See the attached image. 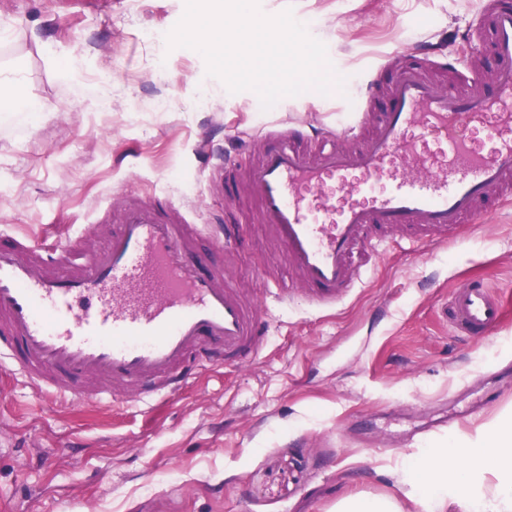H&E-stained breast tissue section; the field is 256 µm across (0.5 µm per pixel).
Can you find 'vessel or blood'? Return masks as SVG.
<instances>
[{
  "label": "vessel or blood",
  "instance_id": "obj_1",
  "mask_svg": "<svg viewBox=\"0 0 512 512\" xmlns=\"http://www.w3.org/2000/svg\"><path fill=\"white\" fill-rule=\"evenodd\" d=\"M490 33L491 76L470 61L443 57L423 42L385 88L374 114L368 83L342 129H312L303 153L294 138L268 131L246 174L254 219L272 235L294 273L279 301L302 289L310 306L342 302L362 280L363 257L381 243L444 244L465 225L512 201V0H483L468 24ZM454 71L471 83L457 91L433 78ZM487 134L475 147L470 133ZM369 191L363 204L337 205L326 193ZM107 246L89 262L72 245L50 251L27 239L0 244V367L37 381L50 396L117 394L149 403L178 391L197 368L253 361L267 324L230 273L197 253L208 231L231 246L235 224H189L175 206L127 200L112 212ZM456 336H493L501 295L481 280L455 290L444 308Z\"/></svg>",
  "mask_w": 512,
  "mask_h": 512
}]
</instances>
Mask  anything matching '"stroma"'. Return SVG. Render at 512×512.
Instances as JSON below:
<instances>
[{
	"label": "stroma",
	"instance_id": "1",
	"mask_svg": "<svg viewBox=\"0 0 512 512\" xmlns=\"http://www.w3.org/2000/svg\"><path fill=\"white\" fill-rule=\"evenodd\" d=\"M482 0H260L292 8L322 41L344 88L309 90L263 110L229 93L203 56L167 46L185 0H0V73L23 80L36 112H0V236L39 248L84 232L76 256L106 246L103 210L123 199L194 207V224L242 227L229 268L271 324L257 359L198 370L176 396L145 407L72 403L0 376V512H331L347 494L396 489L393 464L439 440L466 443L512 418V208L445 246L389 243L332 309L275 301L288 272L255 223L245 187L209 186L203 146L234 148L270 127L334 126L354 112L393 52L438 43L467 60ZM505 296L493 338L455 336L442 311L468 277ZM497 399L485 404L488 392Z\"/></svg>",
	"mask_w": 512,
	"mask_h": 512
}]
</instances>
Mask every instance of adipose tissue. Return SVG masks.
<instances>
[{"label":"adipose tissue","instance_id":"1","mask_svg":"<svg viewBox=\"0 0 512 512\" xmlns=\"http://www.w3.org/2000/svg\"><path fill=\"white\" fill-rule=\"evenodd\" d=\"M396 472L398 495H346L335 512H512V422L482 429L463 448L439 444Z\"/></svg>","mask_w":512,"mask_h":512}]
</instances>
